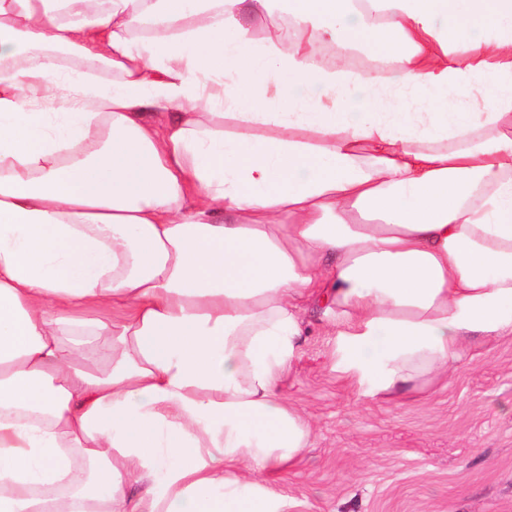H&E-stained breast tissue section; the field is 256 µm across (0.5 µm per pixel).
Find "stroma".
<instances>
[{"label":"stroma","instance_id":"35a3bbf8","mask_svg":"<svg viewBox=\"0 0 512 512\" xmlns=\"http://www.w3.org/2000/svg\"><path fill=\"white\" fill-rule=\"evenodd\" d=\"M281 389L311 448L272 477L286 512H512V337L471 349L445 380L396 402L340 371L314 307Z\"/></svg>","mask_w":512,"mask_h":512}]
</instances>
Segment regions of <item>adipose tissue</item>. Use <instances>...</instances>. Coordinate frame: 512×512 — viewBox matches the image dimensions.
Segmentation results:
<instances>
[{"instance_id": "obj_1", "label": "adipose tissue", "mask_w": 512, "mask_h": 512, "mask_svg": "<svg viewBox=\"0 0 512 512\" xmlns=\"http://www.w3.org/2000/svg\"><path fill=\"white\" fill-rule=\"evenodd\" d=\"M273 2L0 0V512H282L303 304L373 397L512 336V0Z\"/></svg>"}]
</instances>
